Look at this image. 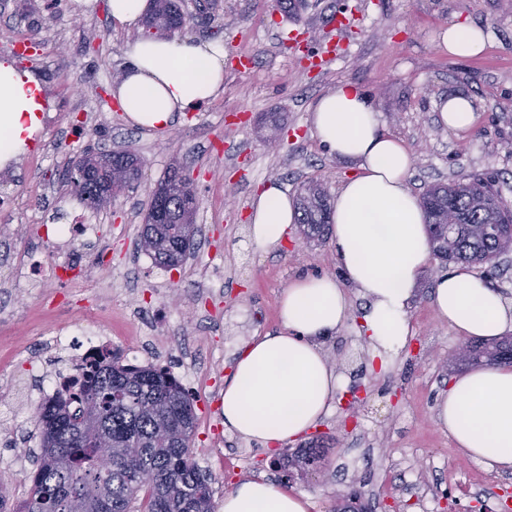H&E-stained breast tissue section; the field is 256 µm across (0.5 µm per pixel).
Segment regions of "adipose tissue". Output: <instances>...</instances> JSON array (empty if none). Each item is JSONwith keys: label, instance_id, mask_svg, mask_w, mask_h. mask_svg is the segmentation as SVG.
<instances>
[{"label": "adipose tissue", "instance_id": "obj_1", "mask_svg": "<svg viewBox=\"0 0 512 512\" xmlns=\"http://www.w3.org/2000/svg\"><path fill=\"white\" fill-rule=\"evenodd\" d=\"M486 42L483 29L456 22L442 29L437 48L472 57ZM124 53V74L113 95L136 126L166 129L176 115L195 111L224 89L222 44L142 35ZM43 93L34 75L0 58V168L26 151V135L40 123ZM310 119L326 153L358 170L333 203L332 241L350 284L368 301L364 331L375 347L395 350L410 335L408 311L432 259L426 216L408 184L412 157L380 130L373 104L356 84L322 93ZM297 217L287 191L265 184L251 202L253 244L278 245ZM433 304L438 319L463 335L491 339L512 333V298L467 267L436 278ZM350 309L345 288L334 278L307 277L288 285L280 304L281 332L244 344L225 382V429L268 449L297 439L328 416L344 379L320 341L346 324ZM435 419L466 457L512 470V366H483L458 376L438 397ZM309 509L305 494L259 477L230 487L219 512Z\"/></svg>", "mask_w": 512, "mask_h": 512}]
</instances>
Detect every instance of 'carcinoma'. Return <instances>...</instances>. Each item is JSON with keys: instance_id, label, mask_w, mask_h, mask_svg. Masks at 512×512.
I'll return each instance as SVG.
<instances>
[{"instance_id": "carcinoma-1", "label": "carcinoma", "mask_w": 512, "mask_h": 512, "mask_svg": "<svg viewBox=\"0 0 512 512\" xmlns=\"http://www.w3.org/2000/svg\"><path fill=\"white\" fill-rule=\"evenodd\" d=\"M178 0H154L146 27L159 32L181 29ZM178 171L171 167L159 181L165 189L164 206L182 204ZM72 191L86 199L100 190L93 178L78 185L67 174ZM328 196L321 183L311 180L297 196L298 221L309 241H323L329 232ZM430 238L441 236L436 223L443 213L458 221L447 245L435 257L444 265L489 263L491 256L512 248V214L491 182L471 175L465 180L430 187L421 198ZM137 250L162 268H175L187 257L180 224H146ZM512 363V338L469 344L456 361ZM197 416L182 384L166 369L154 365H124L112 360L90 367L73 396L36 412L40 448L28 497L9 506L0 488V512H216L213 491L196 463L187 455L193 447ZM319 440L281 460L288 473L304 462H317ZM110 459V465L99 464ZM153 474V482H136L138 469Z\"/></svg>"}]
</instances>
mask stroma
I'll list each match as a JSON object with an SVG mask.
<instances>
[{
	"instance_id": "35a3bbf8",
	"label": "stroma",
	"mask_w": 512,
	"mask_h": 512,
	"mask_svg": "<svg viewBox=\"0 0 512 512\" xmlns=\"http://www.w3.org/2000/svg\"><path fill=\"white\" fill-rule=\"evenodd\" d=\"M339 11L353 18L343 29L329 23ZM451 22L482 27L489 36L484 52L470 58L440 53L434 41ZM300 29L311 53L337 46L330 65L304 68L288 50ZM142 32L113 24L107 0H96L86 14L74 12L72 0H0V56L11 54L13 39L39 43V55L24 68L41 80L47 105L31 148L0 170V225L11 227L0 236V277L8 276L12 258L45 242L48 226L83 220L100 227L91 245L48 251L51 260L83 268L77 286L57 280L39 289H0V307L13 314L0 334L20 351L0 369V459L39 445L34 424L10 418L21 397L38 387L25 353L38 352L48 326L68 320L71 307L108 300L129 326L135 342L128 353L138 364L184 371L181 352L139 341L147 324L223 356L215 386L201 383L192 392L194 460L215 499L236 481L263 475L305 494L309 512H336L337 502L353 493L374 512H504L502 491L512 488V471L465 458L435 422L436 399L454 378L448 353L466 341L435 315L439 260L420 281L409 310L411 336L397 353L375 357L359 332L363 301L357 296L351 319L322 340L346 387L320 425L334 438L317 470L285 480L269 451L225 431L220 401L240 347L279 331V299L288 284L305 275L343 277L331 241L310 243L295 230L288 243L261 251L249 235L252 196L264 183H279L293 197L301 184L317 180L333 198L352 177L353 167L328 156L313 134L309 109L323 92L345 82L363 89L382 130L413 157L415 194L479 174L512 204V9L503 0H298L288 13L273 0H214L188 36L223 44L226 58H243L249 69L242 75L229 63L222 94L160 131L134 126L99 98L101 88L120 80L125 46ZM443 95L472 99L477 119L471 129L451 131L438 122L435 105ZM273 132L279 137L274 150L265 141ZM89 144L138 153L145 166L137 192L97 209L70 192L62 177ZM175 159L198 174L199 232L186 262L167 272L136 252L135 241L148 191ZM357 386L365 399L348 405ZM398 389L403 396L395 403ZM350 417L357 428L339 431Z\"/></svg>"
}]
</instances>
